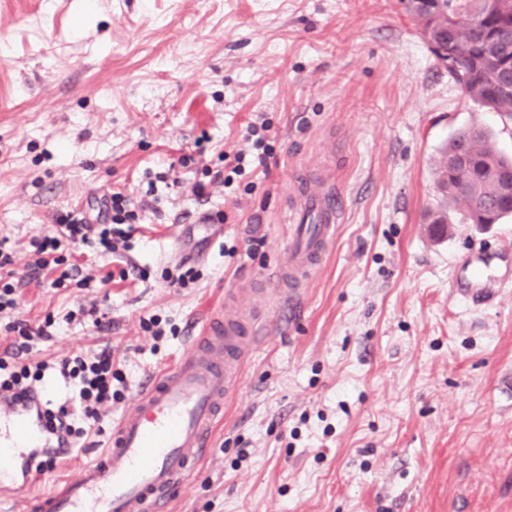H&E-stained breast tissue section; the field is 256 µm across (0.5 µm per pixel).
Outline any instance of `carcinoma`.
Returning <instances> with one entry per match:
<instances>
[{
  "mask_svg": "<svg viewBox=\"0 0 512 512\" xmlns=\"http://www.w3.org/2000/svg\"><path fill=\"white\" fill-rule=\"evenodd\" d=\"M506 10L485 14L486 0H475L461 9L452 0H441L438 20L451 32L443 35L448 57L446 68L461 91L493 112L512 120V83L503 82L498 71L502 58L512 57V0H502ZM442 161L435 170L442 197L463 209L471 224H497L512 215V197L502 193L512 180V157L497 149L482 127L458 131L441 149Z\"/></svg>",
  "mask_w": 512,
  "mask_h": 512,
  "instance_id": "cac0c4a2",
  "label": "carcinoma"
}]
</instances>
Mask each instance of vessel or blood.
<instances>
[{"label":"vessel or blood","instance_id":"1","mask_svg":"<svg viewBox=\"0 0 512 512\" xmlns=\"http://www.w3.org/2000/svg\"><path fill=\"white\" fill-rule=\"evenodd\" d=\"M304 206L320 221L296 225L291 264L275 270L270 287L298 282L321 263L336 237L335 192H315ZM490 267V259H480L454 280L456 292L471 299L492 296L497 281ZM263 340L258 318L212 315L175 366L146 377L106 451L61 488L30 498L25 492L32 454L48 446L50 437L28 408L0 395V494L12 495L23 512H167L173 491L207 447L224 401L239 382L246 351Z\"/></svg>","mask_w":512,"mask_h":512}]
</instances>
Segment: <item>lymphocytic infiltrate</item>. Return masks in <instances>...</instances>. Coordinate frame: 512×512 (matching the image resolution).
Instances as JSON below:
<instances>
[{
	"mask_svg": "<svg viewBox=\"0 0 512 512\" xmlns=\"http://www.w3.org/2000/svg\"><path fill=\"white\" fill-rule=\"evenodd\" d=\"M134 211L128 210L123 194L115 193L106 203V215L102 223L89 224L86 217L72 214L60 216L62 233L38 236L30 241V260L25 273H18L11 247L0 240V314L14 311L18 306L19 292L25 278L38 279L52 276L53 286L76 279L81 271L68 265L63 255L70 246L85 245L103 254H117L127 249L130 238L129 226L135 220ZM54 323L44 320L31 324L14 320L12 331L18 332L20 341L11 353L0 357V392L6 391L15 398L37 395L60 376L74 383L76 397L69 404L54 405L51 400L42 403L41 416L52 434L66 440L87 433L101 420V407L117 399L112 383L120 379V371L112 367V350L104 347L99 351L65 357L52 362L35 364L25 362L24 354L33 345L50 338Z\"/></svg>",
	"mask_w": 512,
	"mask_h": 512,
	"instance_id": "f902f5d3",
	"label": "lymphocytic infiltrate"
}]
</instances>
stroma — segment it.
<instances>
[{
    "label": "stroma",
    "mask_w": 512,
    "mask_h": 512,
    "mask_svg": "<svg viewBox=\"0 0 512 512\" xmlns=\"http://www.w3.org/2000/svg\"><path fill=\"white\" fill-rule=\"evenodd\" d=\"M470 125L512 154V121L463 95L402 0H0V239L17 268L61 215L115 192L137 215L123 257L71 249L90 287L21 290L18 319L56 323L29 360L107 345L124 377L30 493L103 452L143 378L233 308L267 338L170 512H512V288L451 286L486 251L512 277V217L468 223L434 188ZM321 184L334 243L295 299L259 292ZM185 262L197 282L170 285Z\"/></svg>",
    "instance_id": "1"
}]
</instances>
